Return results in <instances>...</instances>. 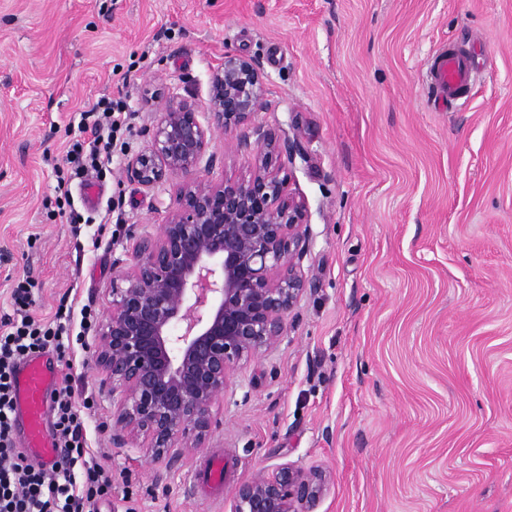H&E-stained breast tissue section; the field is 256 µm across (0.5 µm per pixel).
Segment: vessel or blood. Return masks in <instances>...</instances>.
Listing matches in <instances>:
<instances>
[{"label":"vessel or blood","instance_id":"vessel-or-blood-1","mask_svg":"<svg viewBox=\"0 0 512 512\" xmlns=\"http://www.w3.org/2000/svg\"><path fill=\"white\" fill-rule=\"evenodd\" d=\"M466 56L442 49L431 59L429 78L439 100L454 101L470 81ZM58 382V374L48 355L30 357L20 364L15 375L14 417L25 420L26 444L32 456L46 466L53 465L58 450L44 422L48 395Z\"/></svg>","mask_w":512,"mask_h":512}]
</instances>
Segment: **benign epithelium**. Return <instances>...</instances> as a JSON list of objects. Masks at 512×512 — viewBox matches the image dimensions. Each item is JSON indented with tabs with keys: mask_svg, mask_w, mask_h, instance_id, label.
Returning a JSON list of instances; mask_svg holds the SVG:
<instances>
[{
	"mask_svg": "<svg viewBox=\"0 0 512 512\" xmlns=\"http://www.w3.org/2000/svg\"><path fill=\"white\" fill-rule=\"evenodd\" d=\"M262 105L258 68L226 53L204 111L190 98L166 97L148 146L126 165L146 188L170 176L179 182L158 233L131 225L129 261L113 265L92 348L112 398L113 440L169 467L203 447L230 376L280 342L288 316L315 288L302 271L308 207L281 176L295 142L256 127L255 142L235 145L249 159L248 176H205L214 135L247 126ZM327 482L317 468L260 469L239 487L231 512H314Z\"/></svg>",
	"mask_w": 512,
	"mask_h": 512,
	"instance_id": "1",
	"label": "benign epithelium"
}]
</instances>
